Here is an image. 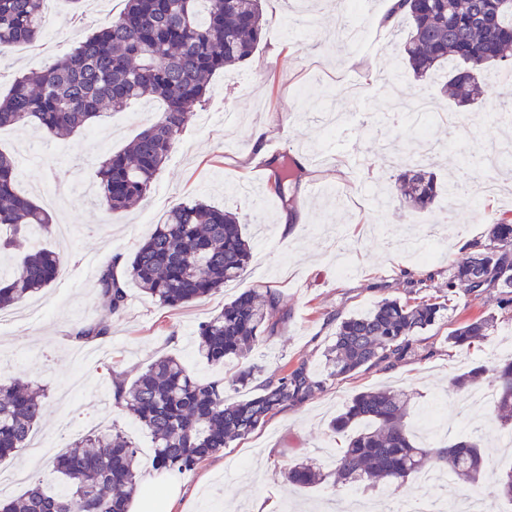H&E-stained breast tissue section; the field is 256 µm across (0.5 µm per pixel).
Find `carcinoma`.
<instances>
[{
    "instance_id": "obj_1",
    "label": "carcinoma",
    "mask_w": 512,
    "mask_h": 512,
    "mask_svg": "<svg viewBox=\"0 0 512 512\" xmlns=\"http://www.w3.org/2000/svg\"><path fill=\"white\" fill-rule=\"evenodd\" d=\"M44 0H0V56L41 36ZM262 0H125L120 16L85 35L63 59L25 72L0 99V128L30 125L50 138L66 137L142 101L162 110L124 149L103 156L96 171L97 194L112 211L139 202L150 190L193 108L205 102L212 77L257 51L263 38ZM399 12L410 20L400 43L408 71L424 83L439 72L459 107H468L488 87L495 65L512 64V0H405ZM271 189L285 198L288 166L280 157ZM388 197L412 211L431 206L439 193H458V183H440L420 162L400 164ZM15 160L0 152V250L18 253L0 271V312L50 287L58 278L60 255L30 242L53 232L47 210L16 190ZM252 243L239 217L192 199L174 205L123 263L101 271L98 285L106 300L104 318L76 323L71 342L81 345L110 336V318L128 301L127 283L160 305L179 309L205 299L246 271ZM495 291L497 308L512 315V221L495 224L484 242L448 267V293L477 300ZM290 317L275 288L248 289L197 330L195 350L212 364L245 363L234 382L246 386L262 376L249 360L260 342L275 335L268 313ZM448 305L436 297L382 298L361 314L336 318L326 351V374L314 375L306 362L283 369L259 384L246 399L224 398V381L189 373L181 360L160 355L133 380L111 371L112 406L131 414L154 442L152 467L185 474L205 458L247 438L273 414L304 404L328 380L352 376L384 364L392 367L415 355L420 336L447 319ZM498 317L470 318L448 332V346L470 350L491 335ZM489 376L492 416L512 428V356L489 369L477 364L452 378L462 389ZM47 387L13 377L0 382V460L28 448L34 426L46 409ZM412 395L386 386L354 395L329 423L344 435L333 469L313 459L288 467L297 487H322L333 495L351 487L362 493L387 490L400 496L425 469L445 471L474 484L490 457L478 429L445 444L415 437L409 421ZM140 457L121 432L100 431L74 440L52 462L63 487L40 482L17 498L0 502V512H129L141 493ZM489 499L512 502V469L503 473Z\"/></svg>"
}]
</instances>
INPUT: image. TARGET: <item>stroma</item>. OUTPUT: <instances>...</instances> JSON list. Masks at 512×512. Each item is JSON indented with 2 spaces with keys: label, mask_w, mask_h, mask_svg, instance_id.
Segmentation results:
<instances>
[{
  "label": "stroma",
  "mask_w": 512,
  "mask_h": 512,
  "mask_svg": "<svg viewBox=\"0 0 512 512\" xmlns=\"http://www.w3.org/2000/svg\"><path fill=\"white\" fill-rule=\"evenodd\" d=\"M336 2L265 0L264 39L257 52L213 78L205 105L196 109L150 191L131 210L109 211L98 199L86 198L85 189L102 154L122 149L145 127L149 113L137 107L110 113L109 124L119 130L113 137L88 129L53 140L22 125L0 130V151L17 160L29 153L40 158L38 166L19 170V190L27 191L32 179L67 186L50 213L54 223L76 227L70 249H62L57 237L43 239L44 247L61 251L64 274L10 309L12 323L0 328V372L46 384L47 406L35 434H55L64 415L87 434L123 430L140 450L141 480L156 476L149 463L152 440L113 407L111 371L132 379L152 359L168 354L199 378L234 377L238 362L200 361L194 337L201 322L243 290L276 288L290 312L251 355L270 375L302 360L322 371L337 317L366 311L384 297H407L408 277H430L427 296L448 300L447 321L424 334L416 356L390 369L373 367L327 381L302 406L279 411L247 439L171 476L179 487L177 499L168 505L160 496L149 497L147 512H252L259 498L275 500L278 512H321L326 493L288 486L283 473L306 457L330 467L337 440L328 422L352 396L400 385L414 393L416 413L437 406L453 422L471 391L452 387L451 379L512 348L510 318L498 320L481 349L466 353L443 342L459 322L496 308L494 294L478 300L452 297L446 282L449 264L467 254L468 244L486 240L497 219L512 217V166L492 169L484 161L506 132L497 115L502 90L512 89V68L492 73L494 89L465 110L439 87L431 89L439 110L423 162L439 181L466 183L469 196L442 194L421 212L397 203L370 204L367 190L393 175L388 160L400 151V130L389 118L391 99L413 97L418 84L410 77L383 88L373 84L378 73L404 68L395 35L407 33L408 25L400 23L395 33L377 26L385 0H372L369 14L360 19L368 41L361 50L342 43ZM123 8L124 0H84L77 14L69 0H51L55 38H40L37 47L15 50L0 64V95L18 74L72 51L77 17L108 22ZM259 130L266 149L325 158L297 182L291 204L270 191L255 158L253 135ZM191 198L238 213L253 245L246 272L180 309L160 307L139 288H130L108 340L91 346L96 359L77 360L67 334L76 322L102 317L100 272L115 257L130 254L173 204ZM289 206L303 212L304 221L286 235L281 219ZM468 424L481 427L482 442L494 454L493 464L480 474L489 492L502 470L512 467V447L500 446V429L481 410L470 413Z\"/></svg>",
  "instance_id": "1"
}]
</instances>
